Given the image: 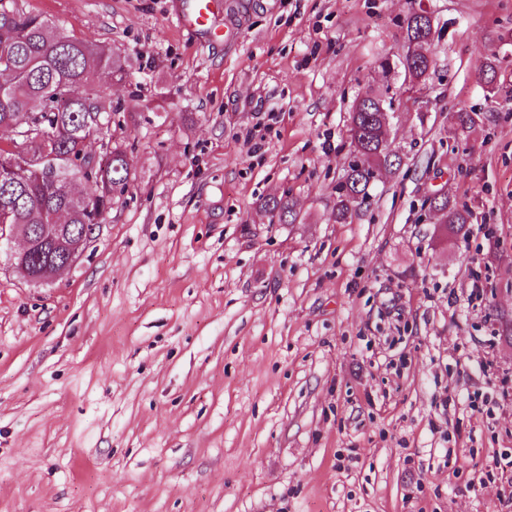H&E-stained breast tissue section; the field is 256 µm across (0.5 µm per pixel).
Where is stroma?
Wrapping results in <instances>:
<instances>
[{
  "label": "stroma",
  "instance_id": "1",
  "mask_svg": "<svg viewBox=\"0 0 512 512\" xmlns=\"http://www.w3.org/2000/svg\"><path fill=\"white\" fill-rule=\"evenodd\" d=\"M25 5L129 58L90 82L130 116L136 177L51 283L0 252V512H501L512 0H215L217 39L183 29L189 0ZM367 91L400 162L340 223ZM436 192L465 233L440 236ZM282 194L294 223L262 207ZM425 28V32H424ZM432 30L427 21H423L419 16L412 12L406 19V43L416 41L419 48L427 45L426 51H429V41ZM415 42L412 43V48Z\"/></svg>",
  "mask_w": 512,
  "mask_h": 512
}]
</instances>
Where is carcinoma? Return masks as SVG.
I'll return each mask as SVG.
<instances>
[{"instance_id":"1","label":"carcinoma","mask_w":512,"mask_h":512,"mask_svg":"<svg viewBox=\"0 0 512 512\" xmlns=\"http://www.w3.org/2000/svg\"><path fill=\"white\" fill-rule=\"evenodd\" d=\"M432 30L415 14L406 19V41L418 47L428 44ZM127 59L103 46L78 39L60 23L24 7L23 0H0V126L11 128L13 148L46 158L68 175L84 177L96 184L93 206L67 183H54L32 170L0 171V209L8 211L9 224H47L50 214L64 211L74 215V224H100L112 209L113 193L127 191L132 177L128 145L118 141L111 129L122 126L121 106L108 94L87 84L92 70L123 78ZM56 90L66 96L62 103L48 105L47 94ZM391 110V102L377 95L359 98L350 117L353 155L336 202V221L343 222L350 205L369 196L370 161L389 163L390 146H380L375 115L380 108ZM95 138L109 148V161L85 171L75 168L84 142ZM264 209L280 219L292 213L287 197H271ZM440 222L454 234L468 224L470 212L443 201L436 205Z\"/></svg>"}]
</instances>
